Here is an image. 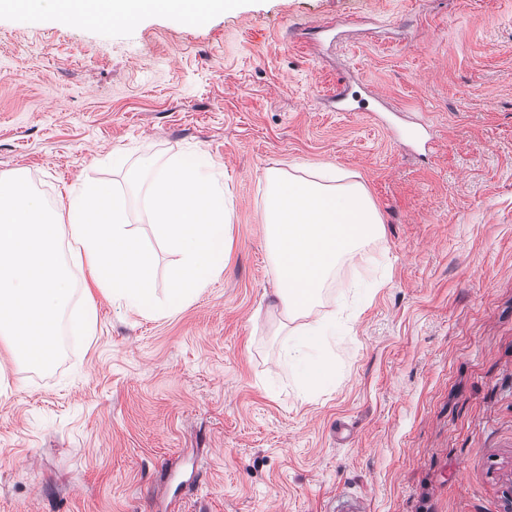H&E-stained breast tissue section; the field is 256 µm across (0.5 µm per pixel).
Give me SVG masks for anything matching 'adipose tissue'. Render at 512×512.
I'll list each match as a JSON object with an SVG mask.
<instances>
[{
  "mask_svg": "<svg viewBox=\"0 0 512 512\" xmlns=\"http://www.w3.org/2000/svg\"><path fill=\"white\" fill-rule=\"evenodd\" d=\"M234 0H0L27 14H60L82 25H128L148 14L192 22ZM263 224L276 282L274 297L294 328L282 347L284 363L304 389L331 385L335 370L324 355L336 336L335 318L318 317L322 292L337 268L382 237L383 219L363 183L330 166L267 169Z\"/></svg>",
  "mask_w": 512,
  "mask_h": 512,
  "instance_id": "1",
  "label": "adipose tissue"
}]
</instances>
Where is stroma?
I'll return each mask as SVG.
<instances>
[{
	"instance_id": "obj_1",
	"label": "stroma",
	"mask_w": 512,
	"mask_h": 512,
	"mask_svg": "<svg viewBox=\"0 0 512 512\" xmlns=\"http://www.w3.org/2000/svg\"><path fill=\"white\" fill-rule=\"evenodd\" d=\"M345 83L385 106L339 111ZM173 155L218 164L230 252L166 306L178 258L131 204L162 313L95 292L93 335L46 372L0 343V512H512V0L0 12V174L52 205ZM296 164L357 175L387 257L325 288L323 315L380 282L336 339L335 386L306 397L279 365L261 224L264 171Z\"/></svg>"
}]
</instances>
